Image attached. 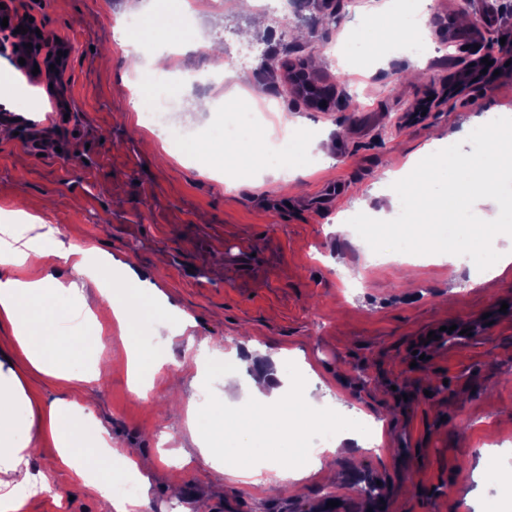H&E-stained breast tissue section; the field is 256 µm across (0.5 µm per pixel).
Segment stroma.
<instances>
[{
	"instance_id": "stroma-1",
	"label": "stroma",
	"mask_w": 512,
	"mask_h": 512,
	"mask_svg": "<svg viewBox=\"0 0 512 512\" xmlns=\"http://www.w3.org/2000/svg\"><path fill=\"white\" fill-rule=\"evenodd\" d=\"M386 0H288L289 26L265 19L252 43L269 47L254 69L217 75L218 62L243 47L252 16L227 0L189 24L170 19L182 45L168 92L181 107L166 136L143 122L150 102L126 85L139 60L125 54L115 30L142 0H13L17 19L57 37L69 50L55 82L36 79L11 118L0 119V224L16 211L39 216L64 246L112 254L164 290L195 320V344L175 340L167 372L182 376L186 396L200 384V340L220 350L255 340L272 353L336 377L350 407L381 422L391 446L323 460L334 485L306 484L293 496L268 498L254 486L211 470L187 426L186 406H172L164 384L137 398L119 337L103 350L72 356L68 379L24 369L28 395L42 405L89 393L92 410L116 446L138 449L151 466V512H371L365 484L380 482L385 512H475L466 498L484 486L489 434L512 441V272L470 285L467 270L423 267L418 286L403 285L397 263L374 266L348 227L366 199L375 222L392 207L385 184L424 145L447 142L462 124L488 113L512 114V5L499 0L490 23L465 22L463 0H427V58L384 57L358 67L343 46L363 48L357 20ZM504 39L492 72L459 90L471 48L484 37ZM306 63L322 84L335 86L339 104L308 106L287 80ZM257 95L272 119L252 127L245 144L283 138L280 118L293 130L328 136L323 163L300 150L293 167L256 152L259 188L228 190L218 172L170 159L182 131H205L200 149L224 136L241 101ZM215 101L197 112L194 99ZM465 326L475 339L459 347L433 339L440 327ZM91 374V385L81 376ZM191 457L183 468L164 464L162 451ZM33 466L61 495L31 498L22 512H108L98 491L62 467L52 442Z\"/></svg>"
}]
</instances>
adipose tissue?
I'll return each instance as SVG.
<instances>
[{"mask_svg": "<svg viewBox=\"0 0 512 512\" xmlns=\"http://www.w3.org/2000/svg\"><path fill=\"white\" fill-rule=\"evenodd\" d=\"M501 144L497 153L486 156L462 154L454 147H424L422 159L412 161L392 175L390 196L405 201L412 223L394 225V241L414 246L413 265L443 264L462 252L477 257L482 281L489 282L512 270V248L497 247L496 241L512 235V191L503 184L512 178V123L495 128ZM492 204L495 219L490 223L460 224L456 218L476 200ZM0 255L12 271L0 275V315L13 328L12 343L28 364L49 377H59L55 363L63 355L84 348H103L100 323H93L83 336L67 332L72 312H58L55 301L63 296L79 300L80 309L92 314L86 296L87 283L96 284L107 296L127 346L126 370L132 391L146 398L155 381L178 387L176 375L162 371L160 351L141 349L137 342L140 325L150 319L183 335L194 324L185 311L174 308L157 286H146L139 270L104 254L90 258L79 248H62L53 228L36 215L19 213L14 223L0 224ZM70 261L75 279L63 282L53 275L38 280L26 277L27 269L43 266L48 256ZM119 272L122 289L111 297L109 277ZM245 406L226 414L217 404L206 411L188 407V426L194 442L215 472L245 480L259 493L273 486L297 487L314 479L329 481L321 459L302 448L296 432L331 426L322 406L314 402L303 378L284 380L279 369L264 368L251 377L244 390ZM33 402L27 395L22 372L0 361V512H21L36 490H51L50 478L34 472L31 460L44 439H51L59 462L84 483L97 486L113 512H148V497L116 496L111 486L98 484L87 466L89 458L119 461L135 475L142 487L150 485V470L129 448H117L106 429L92 418L89 407L76 400H56L43 407V428L33 426ZM236 438L251 449L264 440L280 441V448L266 455L242 456L234 466L220 463L217 447Z\"/></svg>", "mask_w": 512, "mask_h": 512, "instance_id": "1", "label": "adipose tissue"}]
</instances>
